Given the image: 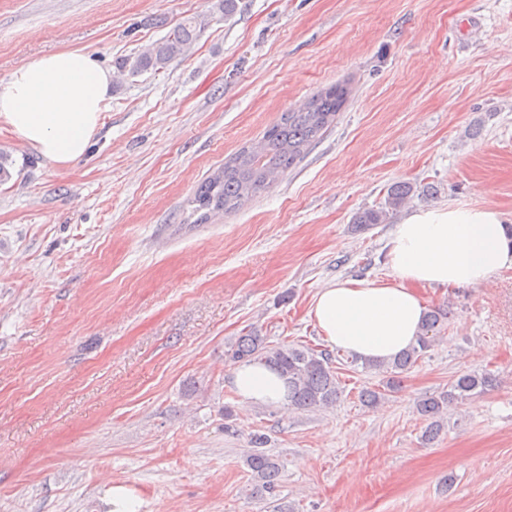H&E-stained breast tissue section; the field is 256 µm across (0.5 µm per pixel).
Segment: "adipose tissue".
Returning <instances> with one entry per match:
<instances>
[{"label": "adipose tissue", "mask_w": 512, "mask_h": 512, "mask_svg": "<svg viewBox=\"0 0 512 512\" xmlns=\"http://www.w3.org/2000/svg\"><path fill=\"white\" fill-rule=\"evenodd\" d=\"M112 70L82 49L55 51L15 67L0 81V127L45 159L67 165L82 157L112 98ZM387 282L346 280L319 290L310 315L324 340L366 358L406 348L421 327L425 286H474L512 270V239L493 204L421 209L397 224L389 243ZM246 404H282L284 381L266 367L235 369Z\"/></svg>", "instance_id": "adipose-tissue-1"}]
</instances>
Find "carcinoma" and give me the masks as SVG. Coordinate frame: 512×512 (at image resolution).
I'll list each match as a JSON object with an SVG mask.
<instances>
[{"label": "carcinoma", "mask_w": 512, "mask_h": 512, "mask_svg": "<svg viewBox=\"0 0 512 512\" xmlns=\"http://www.w3.org/2000/svg\"><path fill=\"white\" fill-rule=\"evenodd\" d=\"M210 24L207 15H192L174 26L147 51L128 56L118 68L130 76L151 71L160 73L186 49ZM350 96L347 85H335L313 95L306 106L286 112L280 122L269 127L256 143L241 149L224 166L210 175L196 189L192 203L200 213L198 222L233 211L273 187L279 177L294 167L307 149L321 138L344 109ZM411 183L388 187L385 207L366 210L355 215L353 223L362 228L382 223L386 212L399 210L414 195ZM448 322V310L438 307L426 312L420 334L407 349L383 359L353 357L367 372L382 376L379 384L360 390V399L367 407L375 406L398 390L404 374L420 360ZM226 356L233 363L265 366L276 372L287 388L288 406L298 410H319L333 407L343 394V386L331 353L315 346L281 341L269 344L257 329L242 332L229 343ZM490 372L461 373L449 383L448 389L432 394L416 404V412L427 426L423 440L433 442L443 428L448 408L493 386ZM261 434L251 437L253 450L244 457L251 477L253 493L272 492L276 487L281 464L272 454L260 449Z\"/></svg>", "instance_id": "obj_1"}]
</instances>
